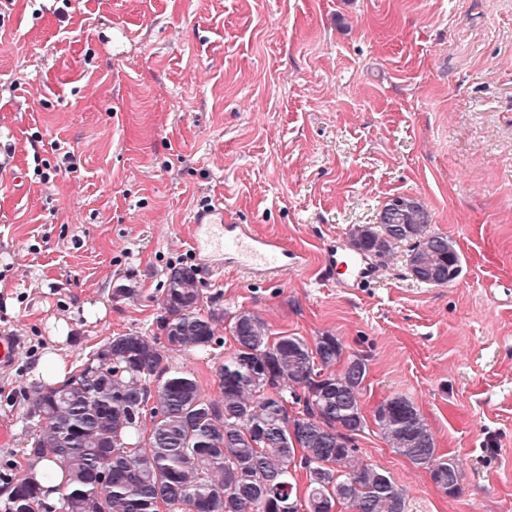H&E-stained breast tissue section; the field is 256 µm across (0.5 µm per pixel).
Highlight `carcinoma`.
Segmentation results:
<instances>
[{"mask_svg":"<svg viewBox=\"0 0 512 512\" xmlns=\"http://www.w3.org/2000/svg\"><path fill=\"white\" fill-rule=\"evenodd\" d=\"M429 224L418 199L397 195L377 223L352 226L350 244L387 256L410 242V270H433L431 284L443 286L460 255ZM202 303L197 270L173 265L156 331L111 336L62 385L24 390L36 424L0 486V512H407L393 476L357 456L366 359L344 358L332 333L311 344L274 336L249 310L228 319ZM222 327L233 350L217 367L220 399L212 400L171 354L211 351L224 343ZM373 420L396 453L446 493L460 491L458 463L438 453L408 398L383 401ZM46 457L64 477L53 491L27 475Z\"/></svg>","mask_w":512,"mask_h":512,"instance_id":"carcinoma-1","label":"carcinoma"}]
</instances>
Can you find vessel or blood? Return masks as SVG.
Segmentation results:
<instances>
[{
  "label": "vessel or blood",
  "mask_w": 512,
  "mask_h": 512,
  "mask_svg": "<svg viewBox=\"0 0 512 512\" xmlns=\"http://www.w3.org/2000/svg\"><path fill=\"white\" fill-rule=\"evenodd\" d=\"M191 222L197 230L193 246L197 254L207 258L223 256L225 266L247 271L252 278L273 280L305 264L303 254L288 251L279 240L258 236L251 225L225 216L223 201H212L197 210ZM324 264L336 268L337 285L341 288L368 285L379 270L372 260L342 244L326 250Z\"/></svg>",
  "instance_id": "1"
}]
</instances>
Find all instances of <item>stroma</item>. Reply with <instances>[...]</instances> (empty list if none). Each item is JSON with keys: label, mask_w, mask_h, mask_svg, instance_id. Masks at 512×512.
Segmentation results:
<instances>
[{"label": "stroma", "mask_w": 512, "mask_h": 512, "mask_svg": "<svg viewBox=\"0 0 512 512\" xmlns=\"http://www.w3.org/2000/svg\"><path fill=\"white\" fill-rule=\"evenodd\" d=\"M69 15L0 6V82L17 86L0 98V146L15 149L0 170V331L19 338L0 367V465L26 445L23 390L56 320L80 368L107 337L154 329L183 263L224 309L366 358L355 444L409 512H512V0H71ZM115 24L134 34L117 59L100 45ZM396 195L456 242L458 278L418 283L403 243L369 286L337 287L326 248ZM214 199L307 266L265 282L207 270L190 216ZM223 354L172 363L215 398ZM394 395L457 461L456 495L372 424Z\"/></svg>", "instance_id": "1"}]
</instances>
